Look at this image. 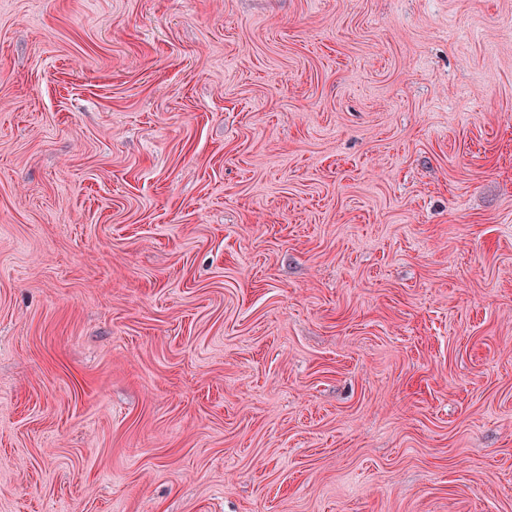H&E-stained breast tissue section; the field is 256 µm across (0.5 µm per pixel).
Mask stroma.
<instances>
[{
	"instance_id": "obj_1",
	"label": "stroma",
	"mask_w": 512,
	"mask_h": 512,
	"mask_svg": "<svg viewBox=\"0 0 512 512\" xmlns=\"http://www.w3.org/2000/svg\"><path fill=\"white\" fill-rule=\"evenodd\" d=\"M0 512H512V0H0Z\"/></svg>"
}]
</instances>
